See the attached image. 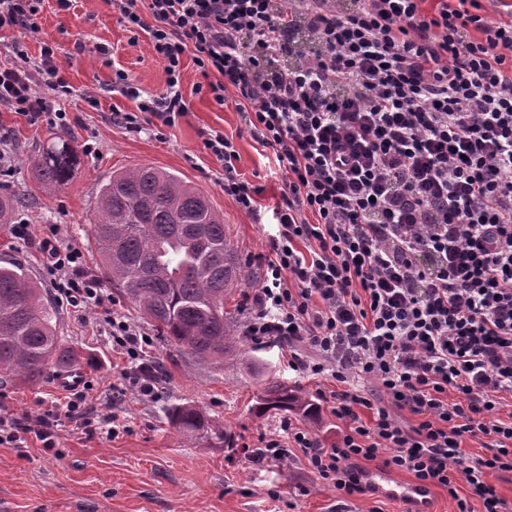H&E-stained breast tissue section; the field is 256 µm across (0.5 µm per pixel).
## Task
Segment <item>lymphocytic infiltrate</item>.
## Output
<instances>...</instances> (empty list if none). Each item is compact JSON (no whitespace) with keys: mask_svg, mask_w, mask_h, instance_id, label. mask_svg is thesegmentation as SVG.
<instances>
[{"mask_svg":"<svg viewBox=\"0 0 512 512\" xmlns=\"http://www.w3.org/2000/svg\"><path fill=\"white\" fill-rule=\"evenodd\" d=\"M45 0H0L15 31L0 65V106L68 128L35 82L70 86L58 47L32 62L26 36ZM113 0L130 33H147L167 76L141 95L128 73L112 83L136 108L126 130L161 136L186 114L183 58L209 76V94L237 112L286 172L278 234L254 293L246 333L278 338L299 373L332 379L343 424L323 446L290 419L244 448L250 462L299 449L342 497L362 496V462L438 487L456 512H512L489 475L512 473V0L493 21L479 0ZM203 147L224 170V194L256 212L261 186L240 180L234 142L214 130ZM60 301L106 307L82 252L48 249ZM112 349L139 360L149 335L113 316ZM312 349L317 363L296 349ZM418 416L405 423L401 411ZM483 442L473 457L464 439ZM467 496H460V489Z\"/></svg>","mask_w":512,"mask_h":512,"instance_id":"f902f5d3","label":"lymphocytic infiltrate"}]
</instances>
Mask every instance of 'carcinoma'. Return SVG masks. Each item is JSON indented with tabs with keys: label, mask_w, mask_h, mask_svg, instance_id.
I'll list each match as a JSON object with an SVG mask.
<instances>
[{
	"label": "carcinoma",
	"mask_w": 512,
	"mask_h": 512,
	"mask_svg": "<svg viewBox=\"0 0 512 512\" xmlns=\"http://www.w3.org/2000/svg\"><path fill=\"white\" fill-rule=\"evenodd\" d=\"M33 161L43 192L65 185L81 163L66 135ZM20 195H0V224L12 223ZM90 233L101 268L112 285L139 305L161 338L198 362H224L241 341L224 297L246 277L245 265L231 248L224 215L209 198L178 175L150 165L115 170L96 193ZM66 351L38 285L19 265L0 266V372L22 380L41 376L48 365H63ZM318 415V407L298 388L277 382L259 397L254 413L271 411ZM171 424L183 435L204 439L230 435L198 406L175 403Z\"/></svg>",
	"instance_id": "obj_1"
}]
</instances>
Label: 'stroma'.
Here are the masks:
<instances>
[{"label": "stroma", "instance_id": "stroma-1", "mask_svg": "<svg viewBox=\"0 0 512 512\" xmlns=\"http://www.w3.org/2000/svg\"><path fill=\"white\" fill-rule=\"evenodd\" d=\"M117 8L105 0H74L69 12L46 0L39 33L30 39V56L39 58L42 45L59 46L61 65L71 85L67 95L40 85L55 108L69 113L68 129L78 145L92 144L93 154L53 195L39 188L29 159L51 143L54 128L30 124L26 117L0 111V124L12 133V172L0 178V195L24 194L25 207L15 220L29 223V237L15 238L11 225L0 226V265H21L43 289L63 346L74 358L71 367L93 387L89 415L119 410L121 429L109 435L72 423L57 428L52 450L34 434L22 431L16 442L0 445V512H336L340 498L333 485L312 473L302 455L285 462L268 458L257 466L245 460L243 446H257L260 436L275 431L281 413L255 418L252 409L264 388L285 381L310 397L332 390L333 382L296 374L288 367L281 343L244 339L223 366H204L174 345L155 337V327L119 289H111V309L154 336L146 361L156 368L158 398L139 396L133 373L112 351L104 314L65 307L57 299L46 267L44 241L79 247L88 271L100 276L99 258L91 240L89 219L97 187L113 170L150 164L176 173L210 199L224 215V229L247 266L248 276L233 291L225 308L237 323L248 316L245 295L262 276L277 231L274 208L285 174L272 150L251 138L234 102L217 106L197 92L203 77L192 58H185L181 92L187 113L163 139L131 133L113 124L114 111L134 110L128 96L114 91L113 68L128 72L141 90L166 88V74L147 36L131 41ZM109 49L101 57L97 46ZM220 130L233 138L244 180L262 186L257 214H248L224 195V171L203 149L206 133ZM55 366L35 380L20 382L0 375V411L19 420L44 414L63 401ZM193 403L231 433L232 445L195 441L173 428L166 416L174 400ZM277 490L279 500L268 496Z\"/></svg>", "mask_w": 512, "mask_h": 512}]
</instances>
